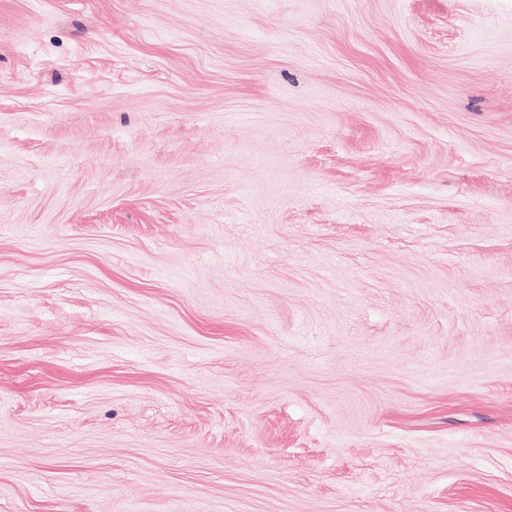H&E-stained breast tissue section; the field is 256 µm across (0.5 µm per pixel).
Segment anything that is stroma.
Instances as JSON below:
<instances>
[{
    "label": "stroma",
    "instance_id": "35a3bbf8",
    "mask_svg": "<svg viewBox=\"0 0 512 512\" xmlns=\"http://www.w3.org/2000/svg\"><path fill=\"white\" fill-rule=\"evenodd\" d=\"M0 512H512V0H0Z\"/></svg>",
    "mask_w": 512,
    "mask_h": 512
}]
</instances>
